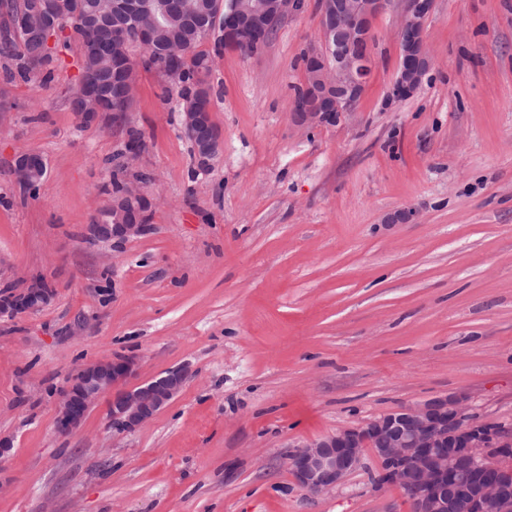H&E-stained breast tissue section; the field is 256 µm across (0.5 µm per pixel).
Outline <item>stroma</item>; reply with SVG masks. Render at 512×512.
<instances>
[{"mask_svg":"<svg viewBox=\"0 0 512 512\" xmlns=\"http://www.w3.org/2000/svg\"><path fill=\"white\" fill-rule=\"evenodd\" d=\"M403 7L376 19L364 94L332 125L291 112L319 0L258 53L206 39L222 150L204 168L156 72L138 70L126 123L88 127L66 101L77 42L57 43L49 77H0V290H53L0 316V512H413L374 486L370 454L308 493L294 445L448 394L512 429V0H435L431 68L392 103ZM130 126L151 229L93 246ZM23 152L47 164L34 197L12 172ZM115 354L136 357L138 383L190 375L134 431L113 433L102 401L59 434L76 369Z\"/></svg>","mask_w":512,"mask_h":512,"instance_id":"1","label":"stroma"}]
</instances>
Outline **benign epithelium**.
<instances>
[{
	"instance_id": "benign-epithelium-1",
	"label": "benign epithelium",
	"mask_w": 512,
	"mask_h": 512,
	"mask_svg": "<svg viewBox=\"0 0 512 512\" xmlns=\"http://www.w3.org/2000/svg\"><path fill=\"white\" fill-rule=\"evenodd\" d=\"M390 0H322L321 43L307 50L305 94L293 109L301 124L321 125L344 112H351L361 98L372 73L373 23ZM301 0H254L246 11L224 10L227 45L257 52L264 43L255 38L257 30H274L291 13L301 9ZM434 0H405L397 39L401 59L392 83L390 99L412 96L431 66L425 48V27ZM112 14L129 20L123 27L126 44L151 46L152 21L141 0H116ZM18 16L27 37L39 45L43 55L54 53L57 39L68 27L51 15L40 0H23ZM77 113L79 123L96 121L103 111L95 91L83 95ZM183 130L199 136L197 150L213 162L220 154L221 141L212 128V113L198 112L189 105L181 113ZM18 156L13 163L16 181L22 187L39 182V174L28 160ZM150 203L138 178H125L112 193L108 215L87 225L85 238L93 244H120L137 239L150 229L142 222L140 207ZM52 299V291L27 288L9 298L10 308L0 307V316L36 312ZM137 359L115 355L84 362L59 399L56 428L70 434L81 425L88 410L104 395L110 396L108 414L112 431H132L153 419L180 393L188 372L184 368L166 371L150 381L128 386ZM512 447V430L477 420L456 396L401 406L356 427L344 428L298 444L291 458V470L298 485L319 495L340 486L363 464L365 450L379 462L375 483L398 486L411 496L413 512H512V469L490 460L485 452L499 453Z\"/></svg>"
}]
</instances>
